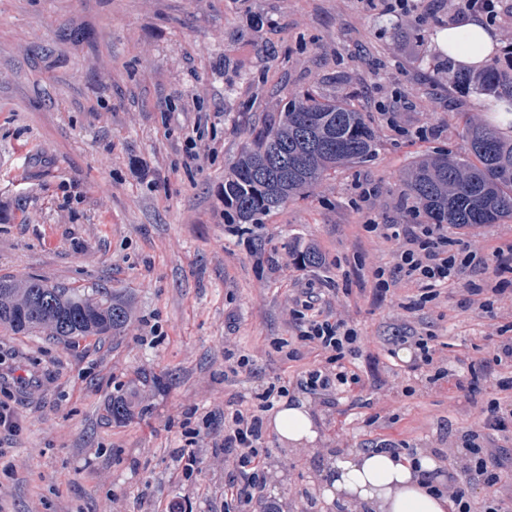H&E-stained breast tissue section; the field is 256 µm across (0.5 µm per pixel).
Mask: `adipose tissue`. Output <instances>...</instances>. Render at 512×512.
Returning a JSON list of instances; mask_svg holds the SVG:
<instances>
[{
	"label": "adipose tissue",
	"mask_w": 512,
	"mask_h": 512,
	"mask_svg": "<svg viewBox=\"0 0 512 512\" xmlns=\"http://www.w3.org/2000/svg\"><path fill=\"white\" fill-rule=\"evenodd\" d=\"M443 41L449 56L468 67L482 64L497 47L484 25L472 19L449 27ZM273 420L278 434L289 442L310 443L317 436L305 400H281ZM436 470L434 459L424 454L413 463L387 452L357 451L330 463L322 492L331 500H358L363 512H447V500L421 479Z\"/></svg>",
	"instance_id": "1"
}]
</instances>
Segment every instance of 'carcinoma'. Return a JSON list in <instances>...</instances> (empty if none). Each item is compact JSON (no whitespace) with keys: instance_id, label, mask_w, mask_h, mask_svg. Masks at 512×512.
I'll return each mask as SVG.
<instances>
[{"instance_id":"cac0c4a2","label":"carcinoma","mask_w":512,"mask_h":512,"mask_svg":"<svg viewBox=\"0 0 512 512\" xmlns=\"http://www.w3.org/2000/svg\"><path fill=\"white\" fill-rule=\"evenodd\" d=\"M457 81L490 102L512 101V72L501 67L461 74ZM463 135L467 154H438L411 164V206L431 224L480 226L512 218V110L494 113L492 124L467 118ZM376 150L362 113L331 96L295 95L277 121L253 133L225 174V211L240 230L250 231L330 172L367 162ZM130 326L127 299L105 286L0 277V328L15 335L76 343L119 336Z\"/></svg>"}]
</instances>
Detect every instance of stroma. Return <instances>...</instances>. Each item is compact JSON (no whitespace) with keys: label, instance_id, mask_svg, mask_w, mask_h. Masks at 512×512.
Masks as SVG:
<instances>
[{"label":"stroma","instance_id":"stroma-1","mask_svg":"<svg viewBox=\"0 0 512 512\" xmlns=\"http://www.w3.org/2000/svg\"><path fill=\"white\" fill-rule=\"evenodd\" d=\"M456 7L421 0L398 18L366 0H0V276L99 284L132 307L125 335L77 346L0 329V404L20 426L0 434L6 512H160L175 499L224 512V451L195 448L186 473L187 433L222 435L226 412L313 365L283 347L303 288L346 309L365 386L334 405L308 396L315 442L264 427L287 475L269 496L321 489L328 461L379 437L430 453L499 397L494 346L512 317L442 302L407 311L417 291L404 280L377 295L374 272L393 267L397 244L363 229L412 223L410 164L463 153L465 117L491 119L436 42ZM307 91L362 112L376 155L237 233L224 175L251 131ZM421 126L432 136L416 137ZM193 140L214 148L199 165ZM358 182L370 199H356ZM402 322L433 335L455 382L390 356ZM228 350L249 357L246 371L231 372ZM118 397L123 422L107 412ZM382 406L389 420H375Z\"/></svg>","mask_w":512,"mask_h":512}]
</instances>
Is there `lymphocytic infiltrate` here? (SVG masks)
Returning <instances> with one entry per match:
<instances>
[{"mask_svg": "<svg viewBox=\"0 0 512 512\" xmlns=\"http://www.w3.org/2000/svg\"><path fill=\"white\" fill-rule=\"evenodd\" d=\"M366 230L401 241L397 270L419 290L412 308L422 309L436 300L442 290L456 287L468 264L462 255L463 233H449L447 225L370 224ZM493 262L486 279L478 283L469 281L463 288H457L461 308L478 313L493 310L512 289L506 281L512 273L511 240L494 249ZM288 316L301 325L300 348H307L320 358L319 365L297 377V388L319 397L342 388H362L361 375L345 363L347 357L359 352L361 340L340 313L318 305L310 292L301 308L289 309ZM396 343L412 350L411 370L427 368L430 381L435 383L450 378L448 362L436 358L430 337L410 327L397 337ZM300 348L289 349V358H297ZM261 438L262 420L255 411L242 407L225 416L224 437L219 442L224 450V470L229 476L224 484L225 512H232L234 505L252 503L258 505L260 512H315L318 500L309 490L298 501L263 499L271 454L261 447ZM496 438L512 439V403L490 402L477 426L465 432L462 447L453 458L459 475L449 478L439 490L448 501V512H512V452L492 447ZM476 481L488 488V495L474 494L472 484Z\"/></svg>", "mask_w": 512, "mask_h": 512, "instance_id": "obj_1", "label": "lymphocytic infiltrate"}]
</instances>
